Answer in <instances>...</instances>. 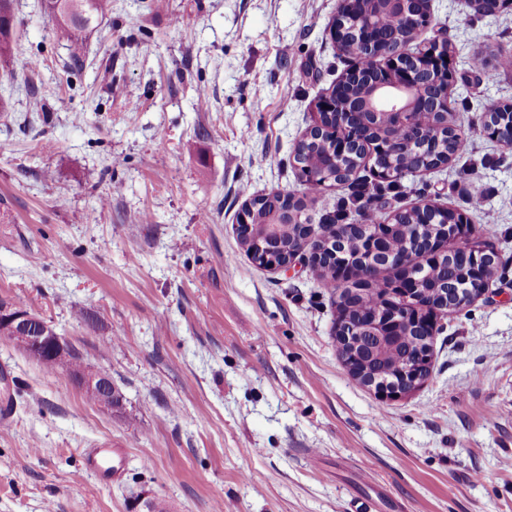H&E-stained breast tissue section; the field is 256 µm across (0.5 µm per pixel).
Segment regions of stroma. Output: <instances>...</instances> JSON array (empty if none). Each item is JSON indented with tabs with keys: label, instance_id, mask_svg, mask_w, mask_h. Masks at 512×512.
Listing matches in <instances>:
<instances>
[{
	"label": "stroma",
	"instance_id": "stroma-1",
	"mask_svg": "<svg viewBox=\"0 0 512 512\" xmlns=\"http://www.w3.org/2000/svg\"><path fill=\"white\" fill-rule=\"evenodd\" d=\"M338 0H112L80 36L14 0L0 57V299L24 300L109 372L106 412L0 338V512H512V150L481 132L512 101V7L433 0L468 152L401 181L377 219L423 199L485 228L502 261L449 313L431 374L382 401L336 347L315 270L272 272L236 233L248 197L304 198L312 224L346 185L308 193L290 160L349 60ZM81 39L83 64H71ZM484 52L488 64L472 70ZM124 449L120 479L86 468Z\"/></svg>",
	"mask_w": 512,
	"mask_h": 512
}]
</instances>
